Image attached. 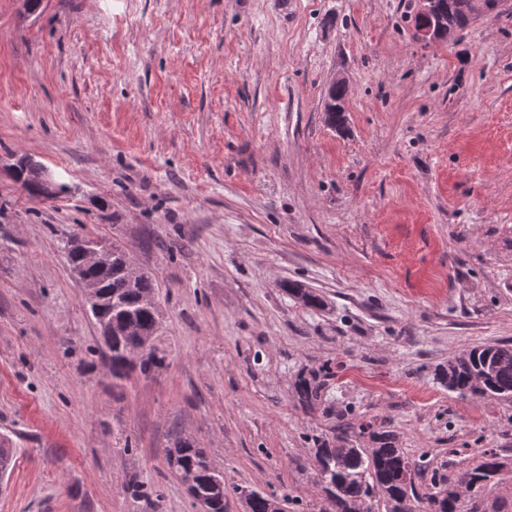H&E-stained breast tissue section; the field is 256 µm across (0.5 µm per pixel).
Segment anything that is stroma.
<instances>
[{
	"label": "stroma",
	"mask_w": 512,
	"mask_h": 512,
	"mask_svg": "<svg viewBox=\"0 0 512 512\" xmlns=\"http://www.w3.org/2000/svg\"><path fill=\"white\" fill-rule=\"evenodd\" d=\"M415 13L0 0V155L68 187L40 201L0 172V512H195L166 465L178 435L223 472L227 512L243 490L331 512L314 450L369 447L363 420L451 480L485 450L512 459V402L435 378L512 342V4L444 43ZM84 237L153 275L162 367L113 380L62 250ZM458 510L512 512V470ZM342 86V82L338 81ZM338 85H332L327 92V102L325 105L326 121L333 127L340 129L345 124L344 90Z\"/></svg>",
	"instance_id": "1"
}]
</instances>
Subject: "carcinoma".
Wrapping results in <instances>:
<instances>
[{
  "label": "carcinoma",
  "instance_id": "1",
  "mask_svg": "<svg viewBox=\"0 0 512 512\" xmlns=\"http://www.w3.org/2000/svg\"><path fill=\"white\" fill-rule=\"evenodd\" d=\"M470 0H437L435 19L446 26L453 23L457 29L465 28L470 21ZM344 90L333 85L328 89L325 105L326 121L340 129L345 124ZM18 179L27 185L32 197L56 199L66 193V185L54 192L35 180L32 171L19 167ZM70 267H80L95 282L102 299L103 313L112 318L111 352L112 378L123 380L129 368L122 354L137 345L144 337L157 335L161 325L160 311L150 306L147 298L156 296L155 280L147 271L130 279L125 271L127 249L112 243V264L100 267L85 263L83 253L70 240L63 244ZM289 295L303 305L319 309L321 298L297 283L285 285ZM440 383L460 396L474 394L493 399L512 400V344L474 346L456 354L448 367L438 374ZM302 403L313 407L320 400V385L305 380L300 384ZM360 428L367 431L374 444L372 448L321 447L315 449V459L320 483L327 496L332 498L336 512H362L361 504L381 496L385 512H457L451 489L454 484L444 477H432L430 484L418 489L415 477L420 475L421 464L411 459L398 447L396 435L381 430L371 422ZM14 449L8 440H0V476L10 473ZM497 453L488 450L475 467L462 472L459 481L483 478L485 470L495 465ZM170 473L177 475L187 469L196 474L198 487L213 503V512H224V474L215 473L205 449L191 437L178 436L166 453ZM288 503L287 497L255 493L249 502V512H272L276 501Z\"/></svg>",
  "mask_w": 512,
  "mask_h": 512
}]
</instances>
